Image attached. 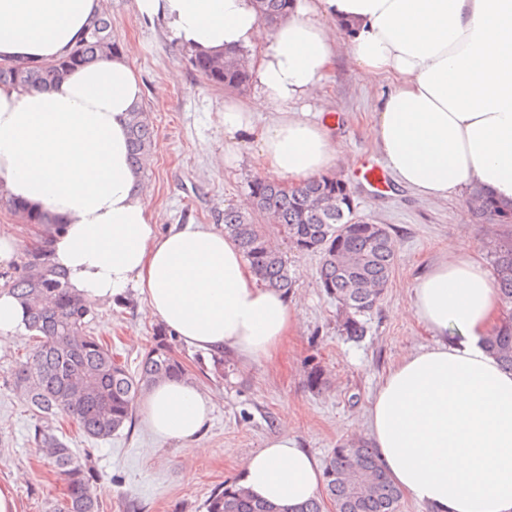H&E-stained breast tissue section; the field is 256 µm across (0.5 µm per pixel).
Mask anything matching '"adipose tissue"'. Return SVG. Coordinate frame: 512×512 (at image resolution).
<instances>
[{
	"label": "adipose tissue",
	"mask_w": 512,
	"mask_h": 512,
	"mask_svg": "<svg viewBox=\"0 0 512 512\" xmlns=\"http://www.w3.org/2000/svg\"><path fill=\"white\" fill-rule=\"evenodd\" d=\"M185 49L249 52L255 92L224 101V164L251 142L259 172L288 187L326 174L342 153L299 102L322 91L347 41L364 83L389 80L372 131L396 180L427 199L475 187L512 204V0H294L271 28L252 0H136ZM101 0H0V60L67 55ZM143 87L123 54L76 68L54 85L0 86V198L55 224L51 262L95 305L127 289L185 344L274 359L295 326L287 295L261 285L223 231L181 224L159 232L129 159L127 118ZM270 113L258 124L261 113ZM412 314L433 337L380 383L367 414L377 461L428 512H512V371L484 339L501 322L495 277L453 253L414 285ZM212 403L197 385L162 380L141 412L158 437L196 440ZM250 495L293 506L323 485L316 460L288 434L243 463Z\"/></svg>",
	"instance_id": "1"
}]
</instances>
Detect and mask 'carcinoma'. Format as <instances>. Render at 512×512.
<instances>
[{"label":"carcinoma","mask_w":512,"mask_h":512,"mask_svg":"<svg viewBox=\"0 0 512 512\" xmlns=\"http://www.w3.org/2000/svg\"><path fill=\"white\" fill-rule=\"evenodd\" d=\"M293 0H255L259 19L271 25L287 14ZM122 50L112 38V13L102 10L79 44L66 56L36 64L0 63V84L40 86L60 81L74 68ZM245 52L224 57L192 54L189 63L212 85L241 89L251 76ZM130 159L145 172L155 150L154 127L143 108L129 113ZM250 209H224V233L233 238L258 280L284 293L292 287L288 257L271 241L270 231L288 239L299 253L321 255L319 287L339 305L342 335L351 341L367 333V316L378 306L395 263V245L387 227L349 223L352 199L334 175H322L286 191L279 183L257 178L249 186ZM467 204L479 223L491 221L502 234L487 245L507 317L487 343L501 364L512 370V205L497 203L474 190ZM267 219L254 222L253 214ZM26 249L15 272H0L4 287L25 307V329L35 346L16 366L12 385L36 416L32 443L64 483L62 497L48 512H100L99 475L91 460L80 459L42 422L63 416L90 439H106L133 421L143 391L166 378L184 376L173 355L175 337L162 325L153 346L131 371L88 329L91 306L74 295L64 274L50 262L47 236ZM402 493L382 471L370 443L358 439L331 449L323 467V488L308 501L283 508L254 499L235 482L214 489L206 512H399Z\"/></svg>","instance_id":"cac0c4a2"}]
</instances>
